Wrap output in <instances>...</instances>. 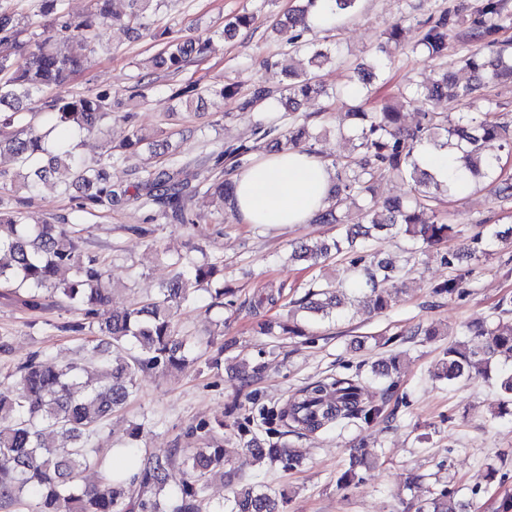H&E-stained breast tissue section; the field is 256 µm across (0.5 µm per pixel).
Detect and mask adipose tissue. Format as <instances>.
Here are the masks:
<instances>
[{
	"label": "adipose tissue",
	"mask_w": 512,
	"mask_h": 512,
	"mask_svg": "<svg viewBox=\"0 0 512 512\" xmlns=\"http://www.w3.org/2000/svg\"><path fill=\"white\" fill-rule=\"evenodd\" d=\"M333 175L305 152H269L234 174L231 207L246 224H306L326 206Z\"/></svg>",
	"instance_id": "1"
}]
</instances>
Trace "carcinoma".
Returning a JSON list of instances; mask_svg holds the SVG:
<instances>
[{
	"instance_id": "obj_1",
	"label": "carcinoma",
	"mask_w": 512,
	"mask_h": 512,
	"mask_svg": "<svg viewBox=\"0 0 512 512\" xmlns=\"http://www.w3.org/2000/svg\"><path fill=\"white\" fill-rule=\"evenodd\" d=\"M315 0H302L281 22L290 30L308 29V15ZM164 6V0H88L84 13L74 15L66 0H38L31 13L24 0H14L10 11H0V152L11 153L16 169L0 168V187L11 192L33 195L43 184L64 173L69 182L65 192L79 200V211L94 215L139 198L161 207L162 218L179 224H199L204 217L187 210L185 198L199 194L216 196L227 202L233 196L230 179L202 178L192 182L185 167L171 158L165 167L146 166L134 186L114 182L106 169L112 161L153 159L170 153L169 139L157 141L135 125L117 144L109 142L96 159L80 152L82 138L98 131L112 120V95L99 90L70 98L46 97L40 108L41 124L28 119V101L43 95L65 81L81 67L87 54L99 43L102 31L113 23H122L135 34L146 29L147 20ZM512 22L505 0H482L477 9L469 38L481 42ZM458 22L457 13L443 10L425 26L416 45L431 57H440L448 48V29ZM254 23V16L237 14L224 22L222 34L232 38ZM299 36L288 39V53L304 49ZM211 39L175 38L151 57L158 74H173L201 59L210 49ZM306 65L300 70L282 68L288 83L282 89L257 86L244 106L279 103L288 108L320 91L316 71L328 61V52L306 49ZM466 66L478 75L473 83L459 84L442 72L427 83L412 84L401 91L405 101L419 97L429 103L443 98L469 104L488 83L502 77L512 78V53L502 50L486 56L479 51L465 55ZM170 98L180 106L200 108L210 96L222 100L237 93L229 84L201 88L195 84L169 88ZM349 125L338 128L340 137L351 143L346 159L332 163L334 183L328 206L313 222L336 225V238L310 243L300 242L291 260L314 267L320 260L342 252L347 245L358 304L374 313L390 307L398 293L401 268L389 259L367 249L365 242L377 233L388 235L404 231L418 251L425 253L453 237L457 230L439 216V190L451 193L448 183L436 179L419 162L426 147L455 148L460 153L465 182L475 183L490 177L499 158L486 152V144L499 143L512 150V125L492 112L480 116H461L457 121L433 110L423 113V122L413 130L403 127L401 112L390 106L367 112L360 106L346 112ZM311 135L303 123L279 121L259 111L251 137L231 144L221 155L238 168L251 154L269 141L277 151H291L304 145L314 153ZM384 177H396L410 185L409 195L379 203L374 184ZM364 201L366 223L345 225L339 213L347 200ZM27 200L16 197L6 202L0 197V287L14 288L22 304L36 308L43 294H59L80 311L88 326L73 323L69 328H91L97 337L93 347L98 360L93 370L76 364L59 367L37 356L19 367L16 383H0V506L12 507L25 497L35 498V512H198L199 503L213 478L240 480L244 467L273 464L288 456V466L300 458L274 445L265 448L256 437L242 439L241 459L224 454V420L203 422L200 448H174L166 455L142 457L134 451L141 426L132 427L128 453L131 470L118 475L108 469L87 441L112 413L122 408L138 388L140 376L147 371L179 370L193 367L202 356L203 342L183 331L176 321L179 305L190 294L202 289L220 272V263L179 256L172 262L174 276L148 302L134 303L122 311L108 309L106 265L82 253L79 231L66 224L31 222ZM500 231L488 224L472 238L469 255L478 258L503 241ZM464 285L458 274L432 286L436 296L451 297ZM284 285L269 283L250 304L257 318L258 333L277 337L288 333L302 336L298 323L274 322L262 310L282 294ZM390 288L393 294L385 293ZM344 289L326 283L308 289L298 308L320 318L341 315ZM468 335L481 340L471 347L459 343L448 348L436 377L452 383L461 378L495 375L505 402H512V296L501 298L492 315L467 326ZM130 348L129 359L109 357L111 348ZM390 386L379 398H365V386L359 374L338 375L327 381L309 384L287 400L276 414L286 434L301 437L332 427L370 425L389 418ZM182 470L183 478L174 493H166L170 471ZM93 469L97 479L80 482V474ZM215 512H283L278 495L243 484L229 505ZM418 512H466L465 504L442 490L419 507Z\"/></svg>"
}]
</instances>
